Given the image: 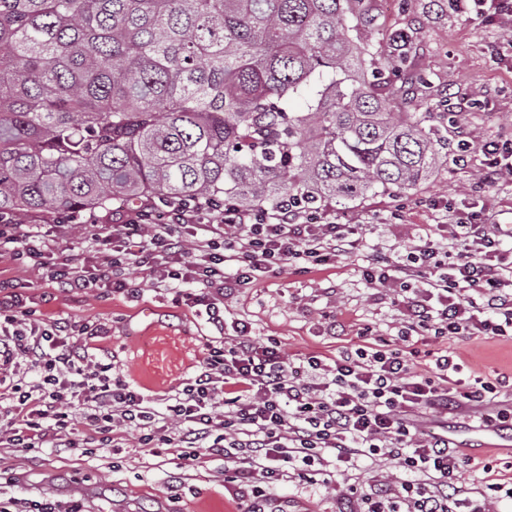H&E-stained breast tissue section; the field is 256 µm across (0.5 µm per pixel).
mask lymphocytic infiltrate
Listing matches in <instances>:
<instances>
[{
  "label": "lymphocytic infiltrate",
  "mask_w": 512,
  "mask_h": 512,
  "mask_svg": "<svg viewBox=\"0 0 512 512\" xmlns=\"http://www.w3.org/2000/svg\"><path fill=\"white\" fill-rule=\"evenodd\" d=\"M448 7L487 25L512 22V0H448ZM475 154L485 179L512 178V139L463 136L456 162L468 165ZM447 229L454 252L424 243L377 256L364 268L365 280L406 292L403 337L479 333L511 340L512 250L501 241L512 238V229L468 212L454 215ZM69 230L58 225L57 239H47L32 225L0 215V254L74 294L129 290L122 271L131 264L148 268L161 283L193 280L200 290L186 294L185 305L200 308L219 328L225 293L288 262L327 263L360 244L357 225L336 223L326 212L314 216L292 200L271 212L216 200H154L133 208L126 220L94 225L91 265L60 247ZM228 262L236 265L230 277ZM92 333L85 324L40 320L14 284L0 280V443L19 452L51 446L84 455L108 447L115 427L129 426L140 432L139 447L179 449L191 466L223 456L224 472L235 493L251 498V512H267L266 483L292 471L308 479L325 456L340 466L385 457L409 478L396 490L347 485L344 494L360 502L359 512H484L482 500L451 498L460 456L447 436L423 432L417 415L429 410L444 417L512 392L511 375L493 381L469 375L448 354L438 355L425 375L402 349L365 341L341 351L331 365L307 357L311 378L302 381L289 374L275 337L260 342L242 326L210 348L194 379L159 412L112 378L111 364L91 358L82 339ZM75 411L85 426L79 438L69 430Z\"/></svg>",
  "instance_id": "f902f5d3"
}]
</instances>
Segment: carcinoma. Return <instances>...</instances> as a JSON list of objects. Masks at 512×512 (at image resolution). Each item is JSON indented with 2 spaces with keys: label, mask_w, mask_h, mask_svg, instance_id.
<instances>
[{
  "label": "carcinoma",
  "mask_w": 512,
  "mask_h": 512,
  "mask_svg": "<svg viewBox=\"0 0 512 512\" xmlns=\"http://www.w3.org/2000/svg\"><path fill=\"white\" fill-rule=\"evenodd\" d=\"M371 4L0 0V213L415 189L448 165V113L389 98Z\"/></svg>",
  "instance_id": "obj_1"
}]
</instances>
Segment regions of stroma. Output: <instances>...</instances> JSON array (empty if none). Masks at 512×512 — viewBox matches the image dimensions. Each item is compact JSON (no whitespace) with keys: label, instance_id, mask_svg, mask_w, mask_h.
I'll list each match as a JSON object with an SVG mask.
<instances>
[{"label":"stroma","instance_id":"obj_1","mask_svg":"<svg viewBox=\"0 0 512 512\" xmlns=\"http://www.w3.org/2000/svg\"><path fill=\"white\" fill-rule=\"evenodd\" d=\"M366 38L384 47L394 32L412 37L413 67L391 77V88L405 112L455 114L448 145L459 131L482 140L512 136V66L490 55L502 30L450 13L445 0H375ZM475 167L449 164L416 189L365 199L337 221L354 216L363 227L361 247L325 266L299 271L290 266L225 296L227 321L247 324L251 336L276 337L290 360L308 354L332 364L339 351L356 343L360 329L396 344L404 308L396 294L367 283L362 270L377 251L397 253L421 239L451 248L443 230L446 205L484 211L494 222L512 225V180L480 185ZM131 292L95 288L70 293L10 256L0 257V279L12 281L28 306L42 318L66 319L104 328L92 346L105 351L116 373L164 410L167 398L195 376L199 362L218 337L205 316L176 304L177 292L157 286L146 268L130 269ZM420 370L431 356L449 352L472 371L489 378L512 375V340L488 336H415ZM459 484L474 492L485 481L512 484L511 448H472ZM491 459L484 473L477 461ZM406 474L388 462L361 460L349 476L328 469L326 482L296 479L270 484L273 512H345L347 481L363 488L399 487ZM55 503L59 512L81 504L84 512H247L249 502L224 487V459L215 456L188 466L178 451H140L134 429L114 430L113 449L78 456L61 448L21 453L0 444V505L9 512H32L36 503Z\"/></svg>","mask_w":512,"mask_h":512}]
</instances>
